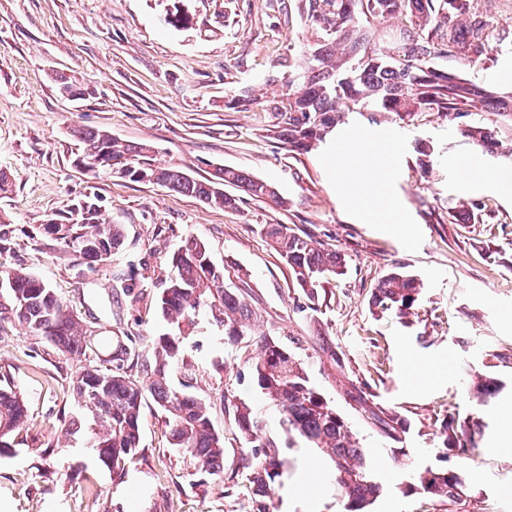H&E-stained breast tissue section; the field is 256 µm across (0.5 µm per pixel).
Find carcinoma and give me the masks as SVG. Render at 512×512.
Here are the masks:
<instances>
[{"label":"carcinoma","mask_w":512,"mask_h":512,"mask_svg":"<svg viewBox=\"0 0 512 512\" xmlns=\"http://www.w3.org/2000/svg\"><path fill=\"white\" fill-rule=\"evenodd\" d=\"M310 26L319 31L317 42L300 57L288 59L295 77L288 92L266 103L274 118V134L300 154L309 153L325 141L351 113H389L409 121L420 112H437L461 120L462 136L482 148L495 144L491 128L481 122L465 121L479 112L499 116L512 114V95L500 96L491 87L450 73L437 61L460 53L476 66L487 55V20L473 17L463 25L466 0H301ZM405 17L411 28L399 30L391 46L377 52L378 29L372 19ZM165 25L186 30L194 25L178 10L165 13ZM60 92L83 96L88 88L66 76L55 77ZM82 144L84 164L102 152L114 165L126 166L124 177L139 182L142 170L150 172L151 183L198 198L210 207L235 209L240 198L224 191L235 187L257 200L271 199L283 206L269 183L232 167L218 168L205 180H196L180 170L148 162L149 148L143 144L121 143L106 131L74 130ZM76 203L67 217L55 219V241L75 260L94 270L119 252L125 239L124 227L112 222L90 197ZM262 232L286 262L299 287L316 310L322 284L345 274L344 256L305 235L288 231L283 224H265ZM172 275L157 299L156 308L169 326L159 336H127L113 340L115 346L102 363L104 341L85 329L42 279L22 269L0 270V321L10 319L30 336L43 340L58 353L80 365L73 387L77 411L63 417L66 434L89 440L112 479L125 477L139 453L140 415L145 395L165 415L169 444L188 456L195 467L217 480L233 479L236 469L225 474L224 434L215 426L212 407L189 391L199 375V366L185 353L195 332L199 313L224 330V338L242 343L253 336L257 314L236 288L224 286V271L211 262L205 244L188 237L170 257ZM422 293L421 280L410 273L392 270L375 288L372 306L378 314L390 313L404 319L413 313ZM261 355L251 364L252 383L282 412L283 442L265 437L252 406L224 391V412L233 413L244 447L251 458L242 459L249 471L256 512H267L264 498L288 469V452L293 438L304 439L308 447L327 456L333 478L344 501V512H369L383 492L373 475L370 451L360 445L349 423L336 412L310 383L306 370L280 339L263 337ZM154 377L148 388L132 378L136 366ZM179 372L181 388L168 380L169 371ZM502 382L487 376L472 388L481 398L495 396ZM25 420L22 398L9 383L0 385V448L20 429ZM384 437L400 440L405 420L395 411L373 414ZM444 447L467 448L479 454L475 435L477 421L465 420L448 426ZM418 489L429 496L458 498L463 493L461 476L446 469L427 467L417 474Z\"/></svg>","instance_id":"carcinoma-1"}]
</instances>
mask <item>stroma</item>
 Masks as SVG:
<instances>
[{"label":"stroma","instance_id":"35a3bbf8","mask_svg":"<svg viewBox=\"0 0 512 512\" xmlns=\"http://www.w3.org/2000/svg\"><path fill=\"white\" fill-rule=\"evenodd\" d=\"M196 28L177 30L160 17L163 0H0V171L12 181L0 195L10 224V248L0 269H23L44 280L98 336H157L167 329L153 297L165 288L169 260L184 238L204 242L224 283L244 291L258 311L257 334L280 333L315 387L350 423L384 486L372 512H512V445L495 449L512 411V193L477 182L467 161L512 182V121L479 113L502 152L465 140L457 122L422 112L411 123L368 121L354 113L338 133L383 140L394 153L388 191L407 215L406 231L388 228L340 200L329 161L338 147L327 138L307 154L271 137L261 104L288 82V57L313 45L298 0H188ZM470 11L491 23L492 49L482 65L448 57V71L512 88V0H470ZM63 73L88 84L81 99L62 96ZM248 90L251 109L233 108ZM107 131L149 146L153 163L197 179L229 166L272 184L288 204L244 198L238 209L149 183L85 171L74 128ZM435 152L421 165L417 140ZM95 195L125 228L121 250L88 270L43 230L47 218ZM283 224L344 255L347 272L326 285L318 310L261 229ZM403 268L423 283L422 302L407 321L373 314L377 281ZM149 296L130 304L120 279ZM187 352L201 372L194 395L211 402L224 432L228 466L243 450L224 391L253 407L267 437L283 439L281 412L250 380L256 342L233 345L199 316ZM424 359L441 366L419 393L413 370ZM224 364L223 373L213 369ZM80 369L17 324L0 325V376L21 395L26 422L0 452V512H253L241 477L216 485L168 442L164 415L146 400L141 448L127 476L113 481L85 440L66 435ZM493 376L502 390L480 402L471 389ZM397 411L407 423L400 442L382 437L373 412ZM474 416L484 426L481 452L468 460L443 445L445 414ZM315 449L296 440L290 470L271 494V512H287L302 495L293 483ZM427 467L463 474L458 499L415 490Z\"/></svg>","mask_w":512,"mask_h":512}]
</instances>
